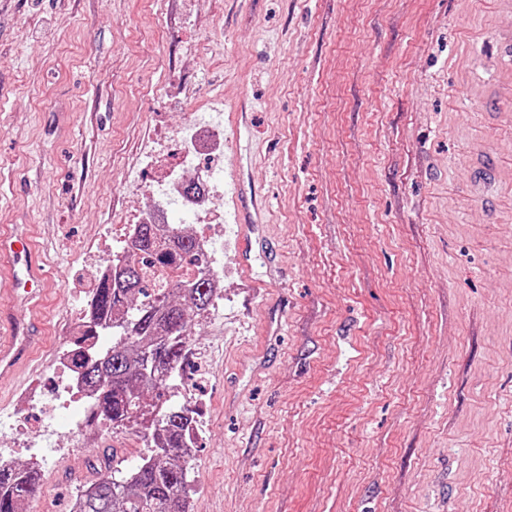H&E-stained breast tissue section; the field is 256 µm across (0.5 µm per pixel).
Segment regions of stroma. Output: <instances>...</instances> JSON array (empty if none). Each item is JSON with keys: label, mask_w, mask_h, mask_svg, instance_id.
Here are the masks:
<instances>
[{"label": "stroma", "mask_w": 512, "mask_h": 512, "mask_svg": "<svg viewBox=\"0 0 512 512\" xmlns=\"http://www.w3.org/2000/svg\"><path fill=\"white\" fill-rule=\"evenodd\" d=\"M224 96L216 207L256 191L241 260L185 368L208 430L189 512H512V0H6L0 235L50 286L21 395L53 385L91 258ZM40 499L72 512L106 447L66 450Z\"/></svg>", "instance_id": "1"}]
</instances>
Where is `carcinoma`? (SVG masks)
Here are the masks:
<instances>
[{
    "label": "carcinoma",
    "mask_w": 512,
    "mask_h": 512,
    "mask_svg": "<svg viewBox=\"0 0 512 512\" xmlns=\"http://www.w3.org/2000/svg\"><path fill=\"white\" fill-rule=\"evenodd\" d=\"M133 248L93 289L72 362L92 392L88 426L105 420L117 430L134 423L140 437L154 443L155 454L127 471L114 464L115 453L104 450L99 469L105 474L83 512H187L194 477L193 455L185 448L194 412L161 389L180 377L189 336L219 297L190 230L139 224ZM155 266L182 270L185 278H157ZM102 333L112 335V346L97 350L89 340ZM39 492L33 470L0 469V512H21Z\"/></svg>",
    "instance_id": "cac0c4a2"
}]
</instances>
